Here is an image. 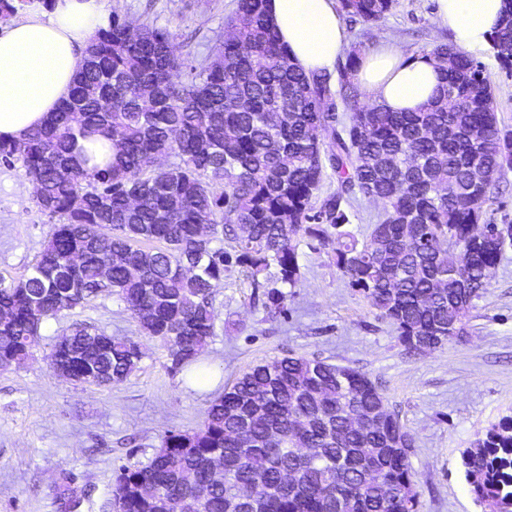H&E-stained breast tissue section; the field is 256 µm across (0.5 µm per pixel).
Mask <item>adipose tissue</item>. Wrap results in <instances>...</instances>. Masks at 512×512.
<instances>
[{
	"instance_id": "ef3b65f1",
	"label": "adipose tissue",
	"mask_w": 512,
	"mask_h": 512,
	"mask_svg": "<svg viewBox=\"0 0 512 512\" xmlns=\"http://www.w3.org/2000/svg\"><path fill=\"white\" fill-rule=\"evenodd\" d=\"M291 59L308 71L331 70L346 46L334 0H268ZM502 0H437V21L454 44L480 54L490 47ZM106 21L101 0H58L49 19L31 17L0 31V139L22 140L46 124L72 89L92 34ZM353 76L373 104L414 112L440 81L437 62L379 43L361 53Z\"/></svg>"
}]
</instances>
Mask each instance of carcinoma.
<instances>
[{"label":"carcinoma","instance_id":"carcinoma-1","mask_svg":"<svg viewBox=\"0 0 512 512\" xmlns=\"http://www.w3.org/2000/svg\"><path fill=\"white\" fill-rule=\"evenodd\" d=\"M267 0H237L230 32L198 65L175 54L174 34L117 17L89 40L69 98L0 162L21 163L51 227L19 278L0 277V368L25 362L46 323L100 295L117 297L141 336L75 324L57 337L52 367L68 380L122 384L146 355L170 370L203 358L215 333L214 284L239 266L271 314L300 276L299 244L327 247L336 267L398 333L407 350L439 333L448 343L491 269L512 246V224L484 205L494 185L476 165L512 169V130L501 124L481 63L446 43L425 54L441 85L417 112L359 103L349 74L305 72L291 61ZM373 25L398 0H340ZM490 52L512 70V0ZM189 70L188 80H180ZM351 112L336 131V98ZM112 142V162L89 165L80 141ZM337 191L322 194L326 169ZM148 189L131 205L127 197ZM375 195L388 210L369 238L347 229L345 205ZM229 242L224 249L221 242ZM354 415L383 423L349 426ZM404 432L376 384L349 366L291 354L249 367L213 399L203 422L168 431L145 464L120 468L113 512H229L243 489L263 512H417ZM224 460L215 481L214 461ZM482 512H512V417L461 453ZM87 494L59 487L63 512Z\"/></svg>","mask_w":512,"mask_h":512}]
</instances>
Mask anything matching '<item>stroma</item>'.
<instances>
[{
    "instance_id": "35a3bbf8",
    "label": "stroma",
    "mask_w": 512,
    "mask_h": 512,
    "mask_svg": "<svg viewBox=\"0 0 512 512\" xmlns=\"http://www.w3.org/2000/svg\"><path fill=\"white\" fill-rule=\"evenodd\" d=\"M236 0H107L105 11L135 25L175 34L177 52L201 62L224 39ZM436 0H399L379 23L343 17L348 49L384 41L411 55L449 42ZM493 86L498 117L512 128V72L491 52L478 56ZM20 167L0 164V276H20L33 262L50 223L35 204ZM301 279L285 307L269 318L241 268L215 287V334L203 357L204 382L168 370L157 342L139 370L112 388L59 379L49 354L74 323L133 336L123 304L101 296L46 323L26 365L0 370V512H61L57 486L91 490L82 512H112L121 466L147 462L168 431L202 423L211 400L250 366L288 353L315 355L367 374L412 438L409 451L418 512H480L460 469L464 448L512 416V248L473 301L467 333L430 353L410 352L394 328L336 268L318 242L302 239Z\"/></svg>"
}]
</instances>
